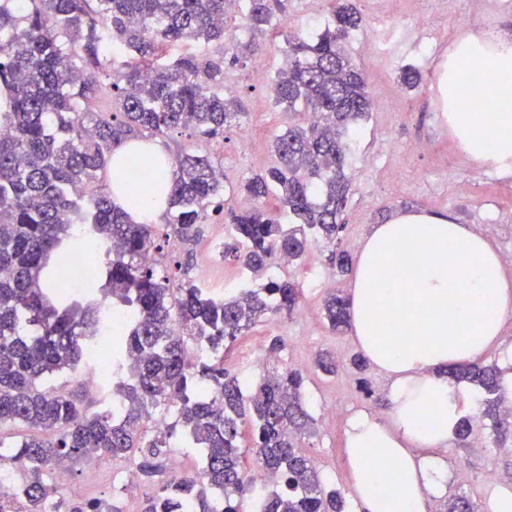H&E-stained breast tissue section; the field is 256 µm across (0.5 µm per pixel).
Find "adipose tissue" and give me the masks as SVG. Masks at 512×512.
Listing matches in <instances>:
<instances>
[{"mask_svg": "<svg viewBox=\"0 0 512 512\" xmlns=\"http://www.w3.org/2000/svg\"><path fill=\"white\" fill-rule=\"evenodd\" d=\"M441 90L469 93L448 100V126L476 162L512 170V36L492 43L473 35L456 43ZM353 338L389 379L390 422L367 410L345 426V461L361 512H427L445 496L438 449L455 439L463 406L475 393L451 382L448 366L467 365L499 347L501 388L512 398V345L500 343L512 313V280L490 240L446 217L397 213L374 225L353 269ZM385 449L381 463L371 451Z\"/></svg>", "mask_w": 512, "mask_h": 512, "instance_id": "ef3b65f1", "label": "adipose tissue"}]
</instances>
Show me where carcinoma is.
<instances>
[{"instance_id": "obj_1", "label": "carcinoma", "mask_w": 512, "mask_h": 512, "mask_svg": "<svg viewBox=\"0 0 512 512\" xmlns=\"http://www.w3.org/2000/svg\"><path fill=\"white\" fill-rule=\"evenodd\" d=\"M231 0H0V83L10 93L0 112V428L22 423L31 434L9 445L0 460L26 469L14 496L27 512H120L100 502L69 503L44 472L94 453L131 462L135 476L164 470L180 440L202 453L200 470L174 474L143 512H240L249 494L254 512H342L339 492L326 487L299 445L312 417L298 368L265 374L251 387L224 368V351L273 315L292 313L299 291L289 279L220 293L188 276L181 260L155 257L159 237L190 242L224 193V169L210 155L181 151L171 185L143 179L160 159L131 151L118 186L135 197L148 190L168 207L162 224H135L97 187L115 146L139 135L185 129L198 138L224 134L240 120L224 97V58L207 54L161 61L163 46L224 41ZM248 30L279 28L282 0H244ZM332 23L318 37L286 36V61L273 81L275 103L317 115L273 141L278 164L244 180L249 208L226 209L231 240L224 258L258 277L281 254L299 260L311 240L331 247L342 273L351 258L340 247L350 181L347 157L360 122L372 110L362 70L342 44L360 29L351 0H334ZM122 58L115 65L116 58ZM112 71L114 112H94L89 93ZM275 194L283 224L266 205ZM103 251L99 272L81 294L63 288L72 259L87 238ZM132 311L131 324L112 333V395L116 416L89 411L87 394L47 384L46 377L90 366L87 344L100 334L106 308ZM329 326L348 322V302L324 301ZM501 369L480 363L448 369V377L482 393V415L506 439L499 394ZM179 407L164 430L144 421ZM251 428L256 467L272 489L257 490L244 467L242 430Z\"/></svg>"}]
</instances>
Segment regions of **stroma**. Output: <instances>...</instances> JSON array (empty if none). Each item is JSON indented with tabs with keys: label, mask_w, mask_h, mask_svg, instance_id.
Instances as JSON below:
<instances>
[{
	"label": "stroma",
	"mask_w": 512,
	"mask_h": 512,
	"mask_svg": "<svg viewBox=\"0 0 512 512\" xmlns=\"http://www.w3.org/2000/svg\"><path fill=\"white\" fill-rule=\"evenodd\" d=\"M364 19L343 48L364 71L374 107L363 123L357 148L345 168L351 187L342 219L341 246L357 254L371 227L386 223L395 213L409 210L448 215L475 231H488L499 253H512V175L473 161L458 146L448 128V109L437 87L438 61L443 51L480 31L512 34V0H498L487 10L483 0H353ZM331 0H285L280 32L265 34L261 57L263 81L252 78L253 58L224 65V94L240 100L246 117L242 126L225 129L209 140L208 153L224 169V199L230 206H246L240 191L244 178L274 165L271 147L276 135L295 121L298 112L276 106L271 81L284 59L283 34H304L323 28ZM422 71L413 90L398 82L401 66ZM254 129L246 137L244 128ZM323 243L310 246L290 267L272 266L269 278L295 280L301 296L287 318L268 321L239 337L224 355L226 369L257 379L273 337H281L280 366L301 368L306 380L305 406L314 420L312 433L302 441L325 480L336 488L346 512H356L345 464L343 429L350 412L360 409L387 417L386 381L375 370L358 373L352 360L358 354L350 332L336 333L324 319L327 293L349 294L350 275L336 273ZM318 271L324 287L309 285L310 271ZM331 353L340 363L336 375L316 366L318 354ZM489 418H481L467 445L451 443L440 450L448 475L449 494L466 495L477 512H486L493 490L490 471L512 474V437L495 444ZM130 462L93 454L75 465L73 485L88 500L112 503L122 512H141L157 484L133 479Z\"/></svg>",
	"instance_id": "1"
}]
</instances>
